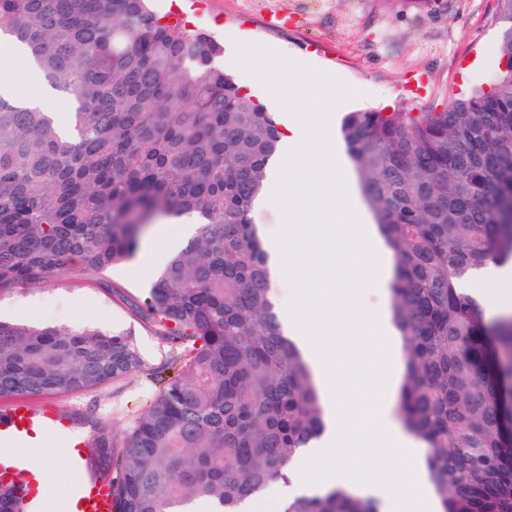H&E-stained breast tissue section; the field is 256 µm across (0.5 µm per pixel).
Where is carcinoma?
<instances>
[{"instance_id": "obj_1", "label": "carcinoma", "mask_w": 512, "mask_h": 512, "mask_svg": "<svg viewBox=\"0 0 512 512\" xmlns=\"http://www.w3.org/2000/svg\"><path fill=\"white\" fill-rule=\"evenodd\" d=\"M504 70L438 112L357 110L342 134L392 251L393 324L405 374L396 405L426 448L442 512H512V316L489 323L459 282L512 261V0ZM70 103L55 114L0 96V295L132 260L157 220L193 215L196 236L160 272L142 317L190 348L120 437L94 436L117 512H235L286 478L321 434L305 357L271 299L253 212L280 129L219 45L148 0H0V37ZM144 370L130 333L0 320V398L62 395ZM0 512H24L13 482ZM283 512H379L333 490Z\"/></svg>"}]
</instances>
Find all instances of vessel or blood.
<instances>
[{"label":"vessel or blood","instance_id":"1","mask_svg":"<svg viewBox=\"0 0 512 512\" xmlns=\"http://www.w3.org/2000/svg\"><path fill=\"white\" fill-rule=\"evenodd\" d=\"M38 432L52 434L65 448L78 445L69 419L60 412L37 413L19 401L0 416V442L14 441ZM74 491L75 498L63 500L57 512H112V488L107 482L88 477L75 484Z\"/></svg>","mask_w":512,"mask_h":512}]
</instances>
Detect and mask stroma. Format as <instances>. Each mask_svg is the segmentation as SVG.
<instances>
[{
    "label": "stroma",
    "mask_w": 512,
    "mask_h": 512,
    "mask_svg": "<svg viewBox=\"0 0 512 512\" xmlns=\"http://www.w3.org/2000/svg\"><path fill=\"white\" fill-rule=\"evenodd\" d=\"M178 3L190 29L212 35L222 50L231 38L254 45H278L309 65L327 70L365 91L363 98L341 103L337 118L358 109L437 112L448 100L487 87L499 70L489 52L504 27L499 0H154L168 13ZM12 100L45 95L61 123L70 107L59 93H47L45 81L27 61L18 62ZM153 270L134 262L99 272L53 277L32 289L0 296V319L37 322L61 329L95 328L133 333L142 372L124 381L88 391L51 397L31 396L33 409L53 405L71 414L83 433L105 428L122 435L157 393L151 373L171 351L138 309L144 306ZM30 459H48L43 477L49 485H74L77 476L56 440L45 437L30 446Z\"/></svg>",
    "instance_id": "stroma-1"
}]
</instances>
